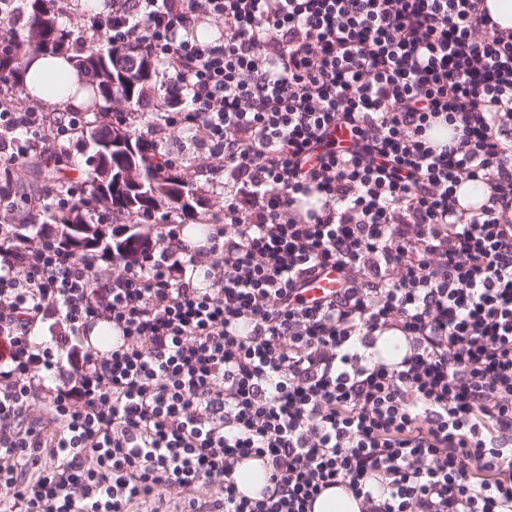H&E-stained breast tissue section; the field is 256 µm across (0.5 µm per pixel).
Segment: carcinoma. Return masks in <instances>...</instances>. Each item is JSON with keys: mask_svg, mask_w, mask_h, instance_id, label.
Listing matches in <instances>:
<instances>
[{"mask_svg": "<svg viewBox=\"0 0 512 512\" xmlns=\"http://www.w3.org/2000/svg\"><path fill=\"white\" fill-rule=\"evenodd\" d=\"M21 9L26 17L24 31L19 33L12 26L13 12ZM102 31L89 27L82 37L78 50H73V30L62 21V11L54 8L49 0H0V86L4 100L21 106L13 88L25 85L23 59L29 55L49 57L64 56L81 73L90 78L84 85L88 93L86 105L68 111L77 114L70 138L82 146H90L91 156L107 150L112 144V124L109 116L112 105L120 102L137 111V120L125 123V143L111 150L112 163L121 167V159L132 157L141 167L143 187L132 192L127 199H115L109 186L98 182L96 171L91 169L84 180L81 200L74 206H62L48 197L49 188L59 191L69 187L66 177V160L58 155L46 162L40 156L25 161L22 172L12 171L8 177V192L14 206L6 207L4 223L17 219L18 207L25 201H35L37 213L30 215L31 223L43 219L59 225L62 243L82 256L95 247L107 256L143 255L148 251L134 233L93 247L70 244L66 231L71 224H92L98 219L99 209L112 216V221L132 215L145 216L161 205L173 211L187 212L191 208L192 187L180 181L181 173L173 161L150 153L144 138V128L149 126L156 113L170 105L172 95L157 97L153 110L148 112L146 97L155 86L157 64L142 54L128 48L106 47L102 44Z\"/></svg>", "mask_w": 512, "mask_h": 512, "instance_id": "cac0c4a2", "label": "carcinoma"}]
</instances>
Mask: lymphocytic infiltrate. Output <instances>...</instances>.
<instances>
[{"label": "lymphocytic infiltrate", "instance_id": "lymphocytic-infiltrate-1", "mask_svg": "<svg viewBox=\"0 0 512 512\" xmlns=\"http://www.w3.org/2000/svg\"><path fill=\"white\" fill-rule=\"evenodd\" d=\"M481 3L123 0L94 17L163 65L236 190L202 288L172 226L108 278L98 252L0 227V512H159L175 491L184 512H311L340 484L362 512H512V31ZM439 124L452 144L430 140ZM68 133L0 107L8 162ZM475 180L488 198L462 209ZM329 270L336 292L306 299ZM59 313L69 335L35 342ZM100 322L111 349H81ZM390 329L409 342L394 363L375 351ZM254 457L258 498L233 478Z\"/></svg>", "mask_w": 512, "mask_h": 512}]
</instances>
